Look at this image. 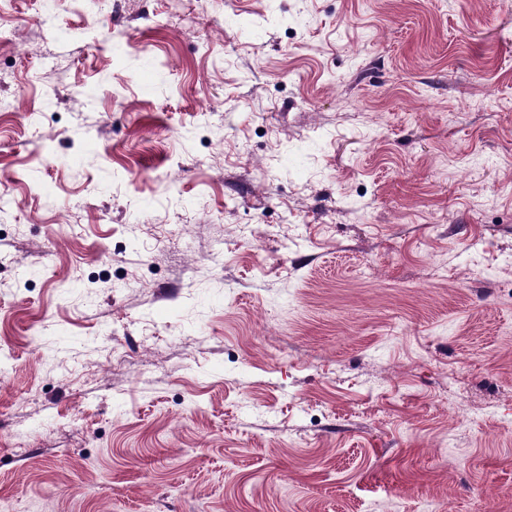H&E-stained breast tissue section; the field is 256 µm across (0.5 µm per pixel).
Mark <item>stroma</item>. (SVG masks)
<instances>
[{
    "mask_svg": "<svg viewBox=\"0 0 512 512\" xmlns=\"http://www.w3.org/2000/svg\"><path fill=\"white\" fill-rule=\"evenodd\" d=\"M0 100V512H512V0H0Z\"/></svg>",
    "mask_w": 512,
    "mask_h": 512,
    "instance_id": "35a3bbf8",
    "label": "stroma"
}]
</instances>
